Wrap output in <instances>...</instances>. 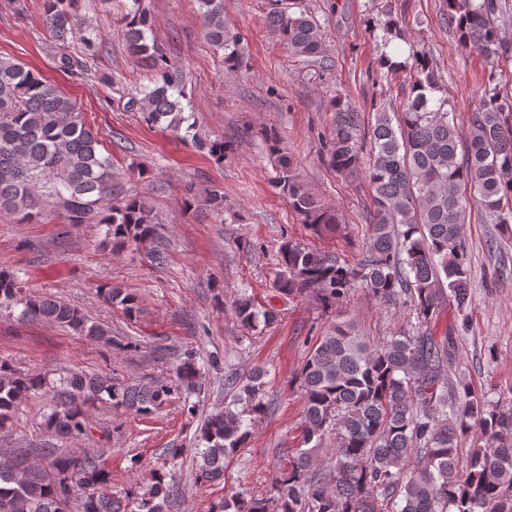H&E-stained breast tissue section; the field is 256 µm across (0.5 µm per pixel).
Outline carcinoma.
Wrapping results in <instances>:
<instances>
[{
	"instance_id": "cac0c4a2",
	"label": "carcinoma",
	"mask_w": 512,
	"mask_h": 512,
	"mask_svg": "<svg viewBox=\"0 0 512 512\" xmlns=\"http://www.w3.org/2000/svg\"><path fill=\"white\" fill-rule=\"evenodd\" d=\"M204 37L222 52L228 70L243 61L241 37L224 23V0H196ZM77 0H44L42 21L49 41L80 38L82 50L61 52L56 66L66 75L88 74L97 34L76 15ZM460 42L488 57H500L493 0H448ZM127 50L144 62L135 73L127 107L175 137L190 141L215 160L229 148L210 140L191 122L186 72L179 61L157 52L154 20L143 5L122 17ZM268 22L288 50L308 61L324 52L317 23L305 13L275 9ZM382 40H406L393 20L376 23ZM415 70L400 110H377L375 123L361 128L359 113L336 100L326 161L337 173H365L373 190L372 234L355 264L285 239L279 247L274 288L288 297L312 296L328 309L358 287L385 303L409 305L412 332L370 344L336 325L317 338L297 372L303 397L302 447L295 449L272 488L270 499L226 496L213 512H512V407L492 405L461 378L448 383L456 358L453 327L441 336L433 326L443 302L459 317L468 314L470 270L463 224L472 204L490 224L512 235V101L486 92L472 112L470 134L461 141L448 100L432 102L438 77L428 58L412 52ZM277 168L276 187L301 223L319 237L340 229L335 208L318 201L301 181L277 133L260 131ZM369 140L363 157L360 142ZM98 133L87 124L79 103L58 85L24 64L0 58V211L32 222L51 200L68 224H103L112 251L158 241L153 208L123 198L114 181L112 159L101 151ZM205 204L224 214V190L214 186ZM105 299L128 315L135 296L119 286L102 287ZM22 305L20 316L50 320L95 342H112L109 326L90 321L81 309L46 298L21 296V282L0 273V304ZM234 312L251 331L276 321L271 309L251 298L237 300ZM202 367L189 352L174 382L119 384L95 373H74L46 415L47 429L65 436L87 433L86 412L108 399L139 416L155 412L182 391L192 418ZM265 373L233 381L231 404L209 416L199 430L201 462L196 482L224 476V458L242 447L265 414ZM47 387L46 379L0 362V430L18 402ZM336 437L325 469L316 470L324 435ZM471 440L461 453L459 443ZM44 462L22 450L0 448V512H163L181 493L167 463L151 469L141 494L112 496L111 472L95 460L43 449Z\"/></svg>"
}]
</instances>
